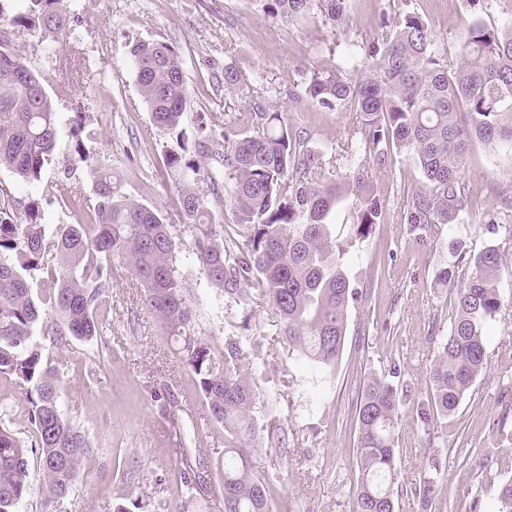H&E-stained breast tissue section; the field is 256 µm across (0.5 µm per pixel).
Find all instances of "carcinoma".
Instances as JSON below:
<instances>
[{
	"label": "carcinoma",
	"mask_w": 512,
	"mask_h": 512,
	"mask_svg": "<svg viewBox=\"0 0 512 512\" xmlns=\"http://www.w3.org/2000/svg\"><path fill=\"white\" fill-rule=\"evenodd\" d=\"M9 10L0 0V23L57 40L65 30L67 0H17ZM266 12L287 20L315 13L335 27L349 24L346 0H262ZM362 64L314 76L286 90L288 101L329 110L347 108L362 132L365 162L341 179L324 182L323 156L288 129L283 113L255 102L247 127L233 131L217 116L197 117L192 138L183 122L189 99L181 61L162 41L129 48L132 72L156 128L175 136L164 150L161 174L178 185V216L191 233L184 258L202 270L224 298L240 307V329L249 330L247 310L256 299L274 312L278 336L295 360L319 382L341 359L348 313L357 288L348 273L349 250L384 222L386 201L370 189V163H386L391 149L412 155L426 189L404 205L409 224H452L469 209L464 177L470 143L479 140L512 151V16L497 28L474 23L450 61L436 46L428 23L407 11L394 28L363 43ZM58 112L41 77L9 50L0 36V169L26 182L41 178L60 147ZM224 168L225 201L235 223L215 222L199 184L214 180L204 164ZM94 198L82 197L69 179L56 184V198L72 217L69 224H44L33 211L24 223L0 220V377L13 382L27 403L34 429L30 446L0 426V512H15L31 486L29 454H36L46 487V505L63 503L80 482L95 453L89 435L63 409V352L74 340L103 342L110 330L103 309L112 275L123 270L143 288L161 334L191 375L210 420L224 429V464L217 466L212 493L224 512H276L271 476L254 469L251 453L261 434L254 409L261 343L244 335L224 337L214 350L198 331L185 280L176 266L179 243L158 209L123 191L110 170L92 172ZM353 222L336 238L332 222L342 204ZM460 279L455 266L440 267L435 283L451 288L448 335L436 344L430 372L431 431L447 420L475 379L487 368L490 328L504 307L500 271L503 255L488 246L470 259ZM400 398L384 377L365 382L356 407V512H394L398 477L397 427ZM176 512H189L197 488L188 470L180 473ZM470 512H512V480L500 487L497 503L474 499Z\"/></svg>",
	"instance_id": "obj_1"
}]
</instances>
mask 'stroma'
<instances>
[{
  "label": "stroma",
  "mask_w": 512,
  "mask_h": 512,
  "mask_svg": "<svg viewBox=\"0 0 512 512\" xmlns=\"http://www.w3.org/2000/svg\"><path fill=\"white\" fill-rule=\"evenodd\" d=\"M432 28L436 42L455 57L475 20L498 27L512 0H410ZM399 0H348L353 19L336 30L318 18L288 21L264 14L260 0H78L70 6L67 38L43 39L40 29H19L13 49L41 78L59 113L64 142H71L76 120L88 132L86 163L72 165L70 151L56 154L40 180L22 182L0 169V185L10 192L13 222L26 220L38 205L53 224L69 223L55 200V184L64 174L90 191L92 168L117 172L125 192L141 203L169 213L175 240L189 244L188 228L176 216L174 182L157 169L172 138L155 130L128 59L138 40H162L178 53L191 91L185 128L196 113L221 114L242 124L254 100L278 107L293 132L303 135L324 156L321 176L339 180L350 165L343 151L359 142L347 111L290 103V83L347 68V59L363 41L378 37L383 23H395ZM87 72L83 82L66 76L62 60ZM234 66L239 89L228 91L214 73ZM472 205L455 224L421 226L403 218L407 197L425 182L411 154L394 153L372 170L375 192L388 203L386 220L352 258L351 275L359 291L347 322L342 358L327 388L311 383L297 368L286 344L277 342L276 317L264 302L251 308L252 335L262 343L268 362L255 410L259 424L286 428L285 446L264 447L253 458L255 469L275 475L277 512H356V404L364 378L386 376L403 398L398 425L400 464L393 486L398 512H469L474 495L493 499L507 480L501 466L512 458V440L493 429L503 413H512V234L490 233L488 217L502 200L512 198V152L476 142L465 165ZM458 252H451L452 242ZM504 256L502 294L507 304L488 344L487 369L480 375L437 438L426 435L418 418L431 391L430 369L440 336L448 332L453 294L435 285L443 263L469 258L487 246ZM199 330L216 348L239 325V308L213 288L198 266L181 263ZM105 313L112 325L109 348L73 342L63 358L65 408L86 431L97 453L85 478L65 499L64 512H112L119 498L135 495L150 512H170L180 491L183 465L208 477L224 460V432L213 427L188 372L161 335L141 288L128 274H114L107 288ZM95 384H87L88 368ZM168 389L176 405L165 408L155 394ZM0 422L18 436L31 429L24 397L0 377ZM432 478L429 500L419 487Z\"/></svg>",
  "instance_id": "35a3bbf8"
}]
</instances>
